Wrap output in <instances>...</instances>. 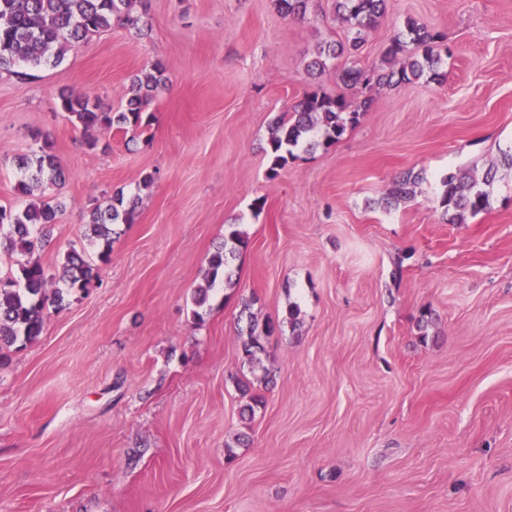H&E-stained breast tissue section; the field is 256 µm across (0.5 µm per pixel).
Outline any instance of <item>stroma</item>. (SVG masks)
<instances>
[{"instance_id":"obj_1","label":"stroma","mask_w":512,"mask_h":512,"mask_svg":"<svg viewBox=\"0 0 512 512\" xmlns=\"http://www.w3.org/2000/svg\"><path fill=\"white\" fill-rule=\"evenodd\" d=\"M148 17L0 74V205L42 197L18 193L16 160L50 142L63 209L37 255L56 287L69 251L96 272L0 365V512H512V0H388L361 62L412 18L444 34L446 79L371 89L334 61L307 71L344 38L333 0L297 18L275 0H148ZM157 60L147 133L64 118L61 90L113 112ZM312 87L370 105L270 173L272 123ZM493 164L489 207L451 223L443 180ZM406 173L412 195L385 205ZM119 191L136 218L103 260L88 214ZM232 224L249 239L238 284L196 320ZM246 304L283 324L250 420Z\"/></svg>"}]
</instances>
